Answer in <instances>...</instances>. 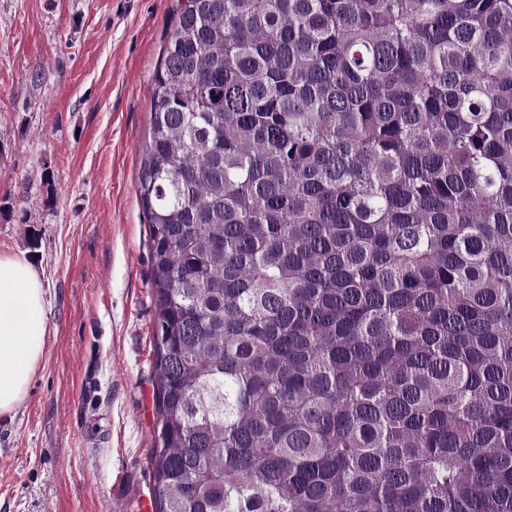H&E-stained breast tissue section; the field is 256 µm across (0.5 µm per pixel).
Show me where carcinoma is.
<instances>
[{
	"mask_svg": "<svg viewBox=\"0 0 512 512\" xmlns=\"http://www.w3.org/2000/svg\"><path fill=\"white\" fill-rule=\"evenodd\" d=\"M151 118L155 512H512V0H184Z\"/></svg>",
	"mask_w": 512,
	"mask_h": 512,
	"instance_id": "1",
	"label": "carcinoma"
}]
</instances>
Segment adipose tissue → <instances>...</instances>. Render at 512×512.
Instances as JSON below:
<instances>
[{"mask_svg": "<svg viewBox=\"0 0 512 512\" xmlns=\"http://www.w3.org/2000/svg\"><path fill=\"white\" fill-rule=\"evenodd\" d=\"M47 332L37 271L25 256H0V414L24 399Z\"/></svg>", "mask_w": 512, "mask_h": 512, "instance_id": "ef3b65f1", "label": "adipose tissue"}]
</instances>
